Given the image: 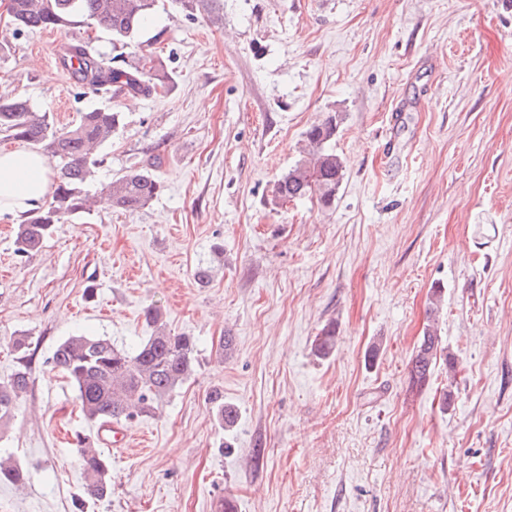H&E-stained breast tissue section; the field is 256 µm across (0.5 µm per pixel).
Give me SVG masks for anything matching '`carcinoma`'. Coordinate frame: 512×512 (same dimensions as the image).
I'll return each instance as SVG.
<instances>
[{"mask_svg": "<svg viewBox=\"0 0 512 512\" xmlns=\"http://www.w3.org/2000/svg\"><path fill=\"white\" fill-rule=\"evenodd\" d=\"M15 31L23 29L97 27L112 33V49L137 38L159 0H12ZM220 0H173L185 16L210 17ZM63 62L74 63L78 83L96 91L114 85L132 98L165 89L171 75L162 59L147 52L120 66L111 65L103 54L91 49L89 39L68 43ZM122 123V113L98 108L81 113L77 123L57 129L49 113L37 112L21 98L0 93V135L27 144L43 154L52 166L51 198L17 225L15 251L30 256L43 246L56 225L89 208L85 186L93 180L98 165L96 150L112 138ZM336 131L334 118L310 127L305 138L308 149L275 184V199L284 204L315 196L329 207L344 176L343 163L328 146ZM159 178L148 169L126 172L103 187L112 206L133 212L149 204L162 190ZM144 322L151 334L133 348L119 347L101 336H70L56 347L52 368L59 370L74 387L83 416L92 423L112 420L131 422L159 409L164 398L182 384L193 370L195 340L167 331L159 308L144 309ZM336 343V327L325 326L316 337L319 355L331 353ZM28 343L15 339L18 368L0 381V424L11 418L18 400L26 393L32 375ZM456 373L457 361L444 353L435 319L424 331L412 355L408 372L411 390L420 391L433 374L438 361ZM219 424L235 426L237 410L224 404V395L212 397ZM75 462L84 476L85 498L75 502L76 512H84L86 500H103L111 494L109 464L93 439L81 438L75 448ZM30 478L23 465L0 459V483L22 487Z\"/></svg>", "mask_w": 512, "mask_h": 512, "instance_id": "carcinoma-1", "label": "carcinoma"}]
</instances>
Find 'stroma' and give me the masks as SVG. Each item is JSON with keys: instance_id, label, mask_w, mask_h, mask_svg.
Returning <instances> with one entry per match:
<instances>
[{"instance_id": "1", "label": "stroma", "mask_w": 512, "mask_h": 512, "mask_svg": "<svg viewBox=\"0 0 512 512\" xmlns=\"http://www.w3.org/2000/svg\"><path fill=\"white\" fill-rule=\"evenodd\" d=\"M220 14L159 0L126 54L158 51L173 83L139 98L76 85L58 61L71 31L0 24V92L58 128L123 112L92 195L149 165L164 185L137 212L70 218L26 258L0 216V379L13 338L33 354L0 429L30 479L0 484V512H73V439L95 427L50 358L73 335L134 347L151 304L195 338L194 371L129 423L107 453L112 493L88 512H218L224 498L237 512H512V0H221ZM331 116L334 204L275 203ZM436 288L459 372L437 366L417 392ZM331 322L336 347L316 356Z\"/></svg>"}]
</instances>
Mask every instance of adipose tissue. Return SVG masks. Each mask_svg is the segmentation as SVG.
I'll return each instance as SVG.
<instances>
[{
    "label": "adipose tissue",
    "instance_id": "adipose-tissue-1",
    "mask_svg": "<svg viewBox=\"0 0 512 512\" xmlns=\"http://www.w3.org/2000/svg\"><path fill=\"white\" fill-rule=\"evenodd\" d=\"M49 189L50 171L42 155L0 149V215L27 214L45 202Z\"/></svg>",
    "mask_w": 512,
    "mask_h": 512
}]
</instances>
